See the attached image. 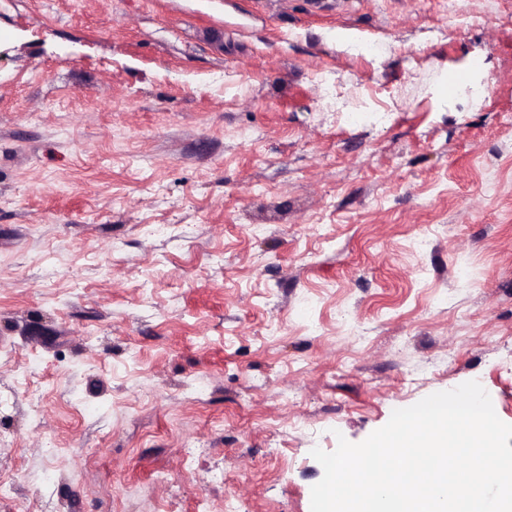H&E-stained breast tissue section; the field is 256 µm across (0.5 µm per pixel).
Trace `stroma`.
I'll return each mask as SVG.
<instances>
[{"label":"stroma","mask_w":512,"mask_h":512,"mask_svg":"<svg viewBox=\"0 0 512 512\" xmlns=\"http://www.w3.org/2000/svg\"><path fill=\"white\" fill-rule=\"evenodd\" d=\"M312 2L0 0V512H310L393 410L512 424V0Z\"/></svg>","instance_id":"1"}]
</instances>
